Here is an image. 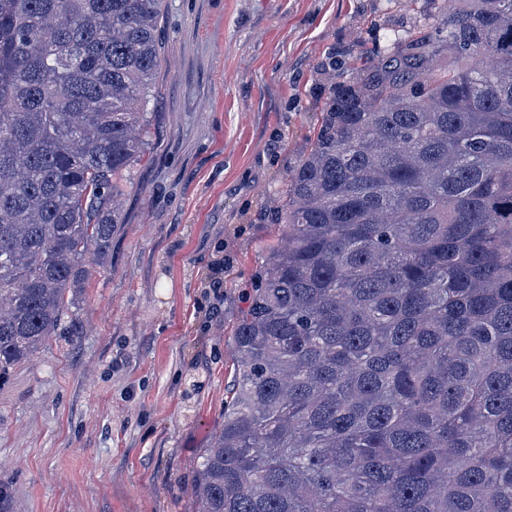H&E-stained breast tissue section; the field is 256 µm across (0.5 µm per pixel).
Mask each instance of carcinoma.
I'll use <instances>...</instances> for the list:
<instances>
[{"instance_id": "1", "label": "carcinoma", "mask_w": 512, "mask_h": 512, "mask_svg": "<svg viewBox=\"0 0 512 512\" xmlns=\"http://www.w3.org/2000/svg\"><path fill=\"white\" fill-rule=\"evenodd\" d=\"M161 2L0 0V379L107 254ZM435 2L288 175L199 512H512V0Z\"/></svg>"}]
</instances>
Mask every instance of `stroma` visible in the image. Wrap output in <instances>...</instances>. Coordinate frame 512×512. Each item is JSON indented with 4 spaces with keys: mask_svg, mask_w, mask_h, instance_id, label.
Returning a JSON list of instances; mask_svg holds the SVG:
<instances>
[{
    "mask_svg": "<svg viewBox=\"0 0 512 512\" xmlns=\"http://www.w3.org/2000/svg\"><path fill=\"white\" fill-rule=\"evenodd\" d=\"M439 22L434 0H162L147 148L107 257L88 258L58 335L0 379L12 512H197L288 174L334 83Z\"/></svg>",
    "mask_w": 512,
    "mask_h": 512,
    "instance_id": "obj_1",
    "label": "stroma"
}]
</instances>
